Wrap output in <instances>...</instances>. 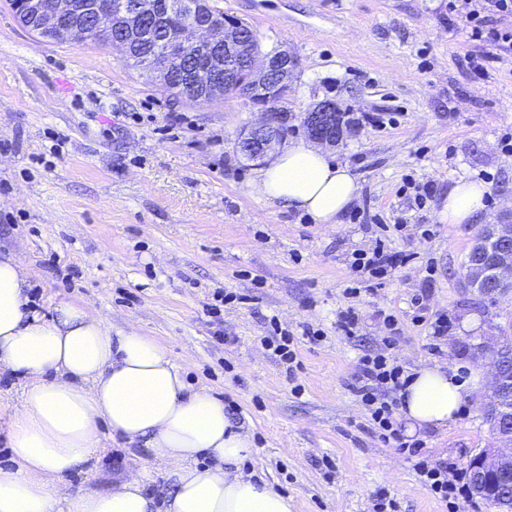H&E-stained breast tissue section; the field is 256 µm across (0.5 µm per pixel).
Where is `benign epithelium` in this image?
<instances>
[{
  "instance_id": "obj_1",
  "label": "benign epithelium",
  "mask_w": 512,
  "mask_h": 512,
  "mask_svg": "<svg viewBox=\"0 0 512 512\" xmlns=\"http://www.w3.org/2000/svg\"><path fill=\"white\" fill-rule=\"evenodd\" d=\"M15 13L26 29L44 38L82 39L87 34L86 17L108 18L112 28L125 34L109 39L121 49L123 60L137 63L163 83L194 58L197 70L208 78L183 88L189 99H220L225 89L232 88L260 107V120L246 127L239 140L242 154L251 160L267 156L288 134V113L276 101L288 91L297 59L286 50L265 52L252 47L242 39L241 22L218 17L209 0H159L151 6L142 0H16ZM156 38L158 51L146 58L131 57L129 40ZM305 130L311 140L329 146L351 133L333 100L321 101L306 113ZM492 274L491 264L485 261L468 266V281L477 288L491 283ZM505 346H512V336L489 335L471 350L472 358L488 361L492 372L491 385L482 396L491 444L468 462L473 492L479 496L491 494V478L512 477V430L505 429L498 416L509 380L494 361Z\"/></svg>"
}]
</instances>
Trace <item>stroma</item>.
Instances as JSON below:
<instances>
[{
	"mask_svg": "<svg viewBox=\"0 0 512 512\" xmlns=\"http://www.w3.org/2000/svg\"><path fill=\"white\" fill-rule=\"evenodd\" d=\"M212 3L266 49L298 58L284 100L288 140L303 138V117L322 100L358 118L333 149L359 183L339 223L315 224L251 194L260 165L238 136L259 114L243 98L174 95L112 46L34 34L0 0V250L25 262L40 313L66 301L113 327L134 324L187 381L235 404L258 475L293 512H374L382 492L399 512H448L416 464L462 468L489 444L479 401L488 369L469 347L512 327V294L464 286L478 226L441 213L464 178L489 188L483 223L512 220V153L500 146L512 131V55L475 78L465 59L478 46L448 0ZM410 181L431 185L425 206L405 196ZM383 236L403 264L348 299L353 253ZM219 291L235 298L208 313ZM419 296L425 308L414 305ZM350 306L360 315L353 337L338 327ZM441 315L448 334L436 339L430 322ZM273 318L295 338L294 373L260 343ZM467 318L477 331L461 330ZM374 352L409 374L448 366L466 384L458 419L419 433L416 455L383 442L358 397L362 358ZM103 445L96 470L69 476L72 490H104L147 468L165 500L168 482L148 455L119 439Z\"/></svg>",
	"mask_w": 512,
	"mask_h": 512,
	"instance_id": "1",
	"label": "stroma"
}]
</instances>
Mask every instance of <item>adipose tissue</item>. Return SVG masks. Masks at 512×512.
Listing matches in <instances>:
<instances>
[{
	"mask_svg": "<svg viewBox=\"0 0 512 512\" xmlns=\"http://www.w3.org/2000/svg\"><path fill=\"white\" fill-rule=\"evenodd\" d=\"M250 188L313 223L336 224L359 185L331 151L298 139L271 153ZM487 193L484 183L457 181L449 223L478 220ZM30 289L22 262L0 253V374L22 382L9 422L11 464L0 467V512H292L287 495L243 470L254 455L248 435L223 400L186 383L165 346L70 302L41 316ZM400 397L410 429L444 428L462 409L464 385L452 370L424 366ZM106 438L148 448L171 485L165 510L145 469L105 491H70L67 476L97 458Z\"/></svg>",
	"mask_w": 512,
	"mask_h": 512,
	"instance_id": "obj_1",
	"label": "adipose tissue"
}]
</instances>
